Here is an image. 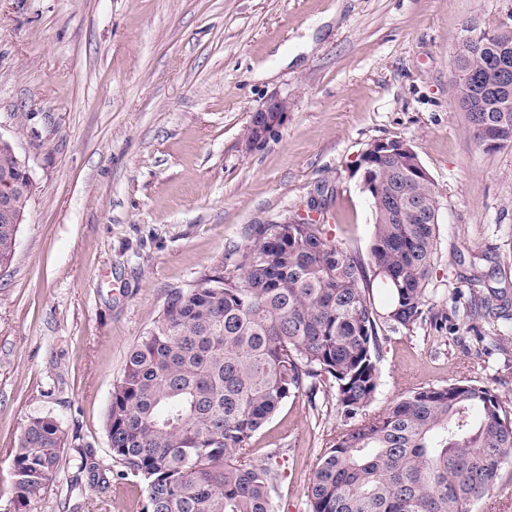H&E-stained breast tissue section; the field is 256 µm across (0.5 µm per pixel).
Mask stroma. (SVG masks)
Returning a JSON list of instances; mask_svg holds the SVG:
<instances>
[{
	"mask_svg": "<svg viewBox=\"0 0 512 512\" xmlns=\"http://www.w3.org/2000/svg\"><path fill=\"white\" fill-rule=\"evenodd\" d=\"M512 25V0H0V138L33 191L0 271V512H26L12 450L51 415L67 442L33 512H141L143 489L100 492L112 388L172 292L223 267L251 225L325 202L333 243L367 255L366 144L411 143L439 199L426 317L382 328L381 386L471 380L512 400V336L469 312L472 279L512 297V145L486 151L448 94L467 21ZM284 122L242 135L269 97ZM345 419L301 392L255 435L275 512L304 490ZM289 111L290 102L288 98L275 96L268 99L266 103L255 112L272 113V116L268 118L266 124L260 126L253 125L252 119L250 120L243 136L245 147L251 149L260 144L276 126H279L284 121Z\"/></svg>",
	"mask_w": 512,
	"mask_h": 512,
	"instance_id": "stroma-1",
	"label": "stroma"
}]
</instances>
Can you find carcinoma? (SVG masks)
I'll return each mask as SVG.
<instances>
[{
    "label": "carcinoma",
    "instance_id": "cac0c4a2",
    "mask_svg": "<svg viewBox=\"0 0 512 512\" xmlns=\"http://www.w3.org/2000/svg\"><path fill=\"white\" fill-rule=\"evenodd\" d=\"M508 36L464 43L467 65L497 58L512 68ZM485 118L512 114V92L471 95ZM22 176L0 149V176ZM400 198L426 210L402 224L374 208L370 264L332 243L326 224H255L225 268L174 291L130 350L112 389L106 431L116 476L144 488L142 512H274L269 466L249 459L259 429L301 390L329 383L337 410L354 418L375 399L381 325L423 319L438 221L429 182L406 175ZM19 225L0 223V267ZM390 294L381 313L367 266ZM473 312L508 320L503 295L474 292ZM66 444L52 416L27 421L12 457V486L37 504ZM512 461V406L487 386L457 380L409 391L382 414L336 432L304 494L309 512H473Z\"/></svg>",
    "mask_w": 512,
    "mask_h": 512
}]
</instances>
